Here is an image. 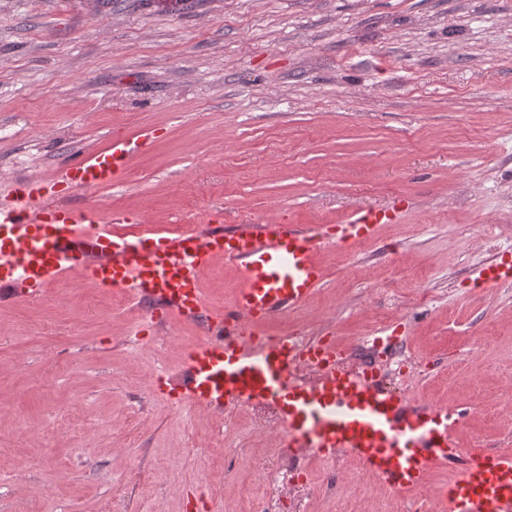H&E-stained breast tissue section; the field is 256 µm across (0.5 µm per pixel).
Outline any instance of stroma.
<instances>
[{
	"label": "stroma",
	"mask_w": 512,
	"mask_h": 512,
	"mask_svg": "<svg viewBox=\"0 0 512 512\" xmlns=\"http://www.w3.org/2000/svg\"><path fill=\"white\" fill-rule=\"evenodd\" d=\"M145 130L122 178L72 208L165 235L271 218L328 234L396 210L321 250L322 285L263 331L335 337L353 363L395 331L405 369L386 384L468 407L460 447L512 448V282L472 286L512 255V0H0V200ZM239 284L211 266L208 309ZM149 320L70 274L33 300L0 291V512H414L452 480L435 465L398 494L346 455L284 457L272 408L173 404L149 387L183 374L164 347L206 330L141 334ZM132 417L136 438L113 435Z\"/></svg>",
	"instance_id": "35a3bbf8"
}]
</instances>
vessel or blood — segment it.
Returning <instances> with one entry per match:
<instances>
[{
    "instance_id": "obj_1",
    "label": "vessel or blood",
    "mask_w": 512,
    "mask_h": 512,
    "mask_svg": "<svg viewBox=\"0 0 512 512\" xmlns=\"http://www.w3.org/2000/svg\"><path fill=\"white\" fill-rule=\"evenodd\" d=\"M151 139L148 132L117 137L104 150L73 158L57 179L15 181L11 200L0 204V288L34 298L69 272L152 302L157 318L203 320V272L218 261L233 264L241 285L218 320L222 336L187 351L185 378L174 392L180 404L273 406L292 454L350 455L370 477L399 491L424 488L430 466L455 460L457 474L434 512H512L511 451L458 447L441 411L388 389L376 367L349 363L332 337L261 335L266 321L299 307L323 283L316 258L323 244L371 238L389 215L356 213L326 239L278 221L133 238L118 230L126 216L67 203L69 190L120 180L131 154ZM507 281L512 259L504 257L480 270L473 286L487 292Z\"/></svg>"
}]
</instances>
